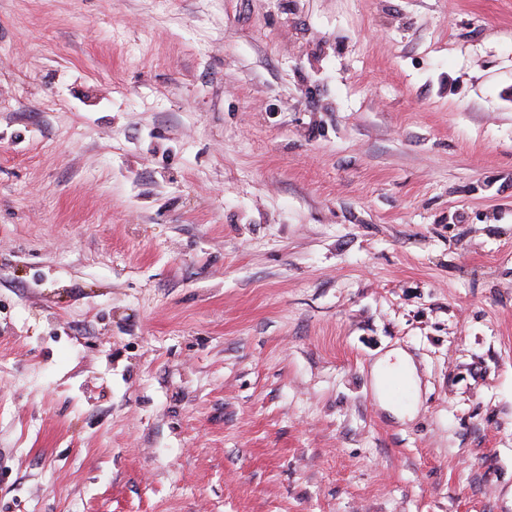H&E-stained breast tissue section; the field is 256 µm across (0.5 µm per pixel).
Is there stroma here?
Here are the masks:
<instances>
[{"instance_id": "stroma-1", "label": "stroma", "mask_w": 512, "mask_h": 512, "mask_svg": "<svg viewBox=\"0 0 512 512\" xmlns=\"http://www.w3.org/2000/svg\"><path fill=\"white\" fill-rule=\"evenodd\" d=\"M0 512H512V0H0ZM374 381L376 390L382 400L390 401L385 390L393 379H399L413 388V398L403 407V412H411L418 400V377L411 358L402 351H395L380 358L374 366Z\"/></svg>"}]
</instances>
